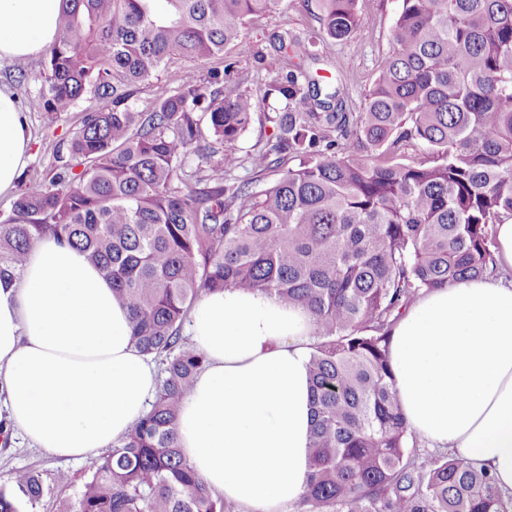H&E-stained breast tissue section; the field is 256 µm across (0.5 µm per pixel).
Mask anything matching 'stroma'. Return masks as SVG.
Here are the masks:
<instances>
[{"label": "stroma", "instance_id": "obj_1", "mask_svg": "<svg viewBox=\"0 0 512 512\" xmlns=\"http://www.w3.org/2000/svg\"><path fill=\"white\" fill-rule=\"evenodd\" d=\"M402 8V0H359L362 25L356 43L336 41L322 36L318 0H288L286 9L250 17L243 29L247 41L269 46L273 36L289 32L304 40L319 34L316 56L307 60L308 71L323 77L342 74L347 84L348 111H359L366 94L376 80L385 58L392 52V26ZM43 73L42 58L22 64L0 66V83L17 96L30 136V159L21 171L13 190L0 195V219L10 215L19 193L30 192L47 183L56 173L68 146L77 132L82 107L56 118H49L39 105L38 91ZM88 462L63 460L37 448L17 429H10L8 441L0 440V486L10 489L14 477L22 470L39 473L43 495L26 512H57L60 501L75 498L88 478Z\"/></svg>", "mask_w": 512, "mask_h": 512}]
</instances>
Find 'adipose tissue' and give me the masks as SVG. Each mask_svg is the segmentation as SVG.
I'll list each match as a JSON object with an SVG mask.
<instances>
[{"mask_svg": "<svg viewBox=\"0 0 512 512\" xmlns=\"http://www.w3.org/2000/svg\"><path fill=\"white\" fill-rule=\"evenodd\" d=\"M63 0H0V64L38 56L59 33ZM29 137L0 85V193L14 188ZM308 315L235 288L191 312L206 357L177 420L184 457L245 512H286L310 467ZM390 364L402 411L431 448L487 468L512 495V281L483 277L415 300L396 324ZM157 386L131 342L127 307L69 245L30 250L20 279L0 282V389L10 423L37 447L96 458L148 410Z\"/></svg>", "mask_w": 512, "mask_h": 512, "instance_id": "1", "label": "adipose tissue"}]
</instances>
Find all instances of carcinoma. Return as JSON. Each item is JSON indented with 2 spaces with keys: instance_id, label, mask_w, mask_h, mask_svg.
I'll use <instances>...</instances> for the list:
<instances>
[{
  "instance_id": "carcinoma-1",
  "label": "carcinoma",
  "mask_w": 512,
  "mask_h": 512,
  "mask_svg": "<svg viewBox=\"0 0 512 512\" xmlns=\"http://www.w3.org/2000/svg\"><path fill=\"white\" fill-rule=\"evenodd\" d=\"M63 2L39 102L50 116L85 104L69 147L84 169L63 165L0 220V282L18 278L44 237L75 248L112 281L132 343L163 377L60 512H233L175 431L205 364L183 323L228 287L311 319L312 471L295 512H512L478 463L420 452L389 361L413 300L496 271L494 226L512 220V0H402L393 51L358 112L345 111L343 83L305 69L313 42L279 33L269 57L242 40L248 16L285 0ZM357 4L320 0L328 37L356 38ZM173 57L221 67L175 92L156 87L137 110L139 86ZM247 57L276 63L263 100L277 103V134L240 181L235 144L260 108L243 88ZM286 155L298 167L280 170ZM14 482L0 487V512L42 495L34 471Z\"/></svg>"
}]
</instances>
